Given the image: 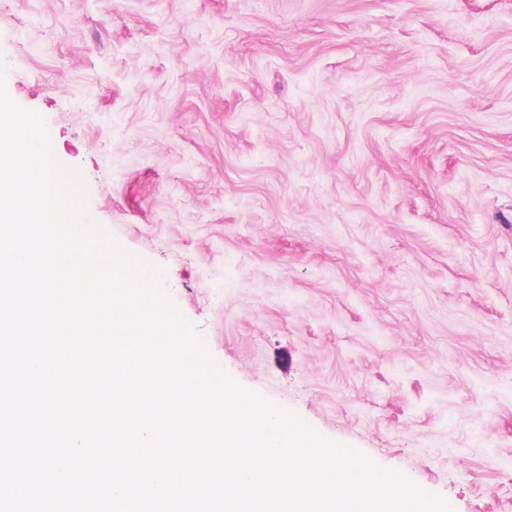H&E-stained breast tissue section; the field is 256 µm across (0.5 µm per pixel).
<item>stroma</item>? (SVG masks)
<instances>
[{
	"instance_id": "1",
	"label": "stroma",
	"mask_w": 512,
	"mask_h": 512,
	"mask_svg": "<svg viewBox=\"0 0 512 512\" xmlns=\"http://www.w3.org/2000/svg\"><path fill=\"white\" fill-rule=\"evenodd\" d=\"M0 62L241 385L512 512V0H0Z\"/></svg>"
}]
</instances>
